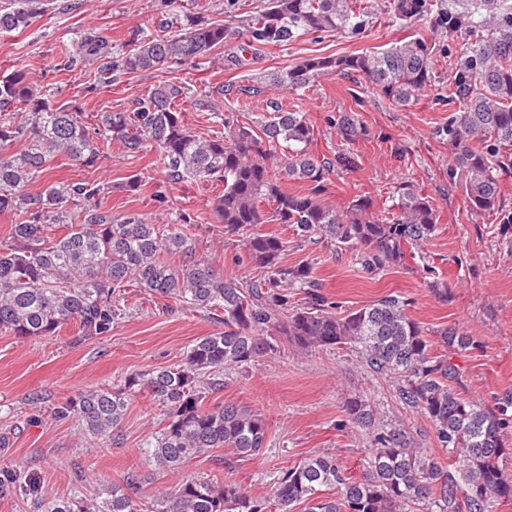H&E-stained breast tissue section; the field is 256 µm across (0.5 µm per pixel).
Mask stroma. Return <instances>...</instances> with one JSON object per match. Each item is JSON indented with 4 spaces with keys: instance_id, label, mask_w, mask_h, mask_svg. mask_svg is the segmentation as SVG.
Wrapping results in <instances>:
<instances>
[{
    "instance_id": "stroma-1",
    "label": "stroma",
    "mask_w": 512,
    "mask_h": 512,
    "mask_svg": "<svg viewBox=\"0 0 512 512\" xmlns=\"http://www.w3.org/2000/svg\"><path fill=\"white\" fill-rule=\"evenodd\" d=\"M44 2L43 15L23 33H0V73L26 69L50 100L79 107L88 125H95L102 112L132 111L150 87L173 82L189 90L185 117L198 135L223 134L228 112L243 123L256 121L270 100L280 98L294 101L307 114L317 129L313 154L330 158L348 148L330 132L327 119L357 109L370 134L351 148L357 166L333 178L326 202L340 207L366 195L380 215L390 208L395 188L408 182L435 205L437 229L417 257L371 278L350 254H338L324 243L300 242L285 225L265 224L266 232L288 243L283 264L311 262L325 293L344 314L391 292L407 297L411 317L427 333L457 327L476 339V347L465 351L434 344L436 353L458 365L464 396L491 406L512 393V170L499 177L495 209L472 214L461 184L448 179V148L434 135L448 114L436 106L433 92L409 106L395 107L361 78L332 76L293 95L269 84L271 74L302 58L382 50L422 35V27H402L381 6L357 35L310 34L268 47L240 67L226 66L220 59L197 69L161 66L106 85L96 83V65L65 67L87 30L103 36L114 52L126 53L139 35L159 33L171 20L187 25L220 23L230 15L243 19L259 10L263 0ZM50 175L57 181L85 179L108 186L101 204L113 215L138 213L154 224H185L198 256L225 278L246 281L261 275L260 268L241 261L240 242L225 234L212 210L222 184L168 183L154 147L131 155L115 141L98 168L60 157ZM133 175L141 183L130 192L126 184ZM436 282L447 284V298L435 295ZM120 298L127 314L108 336L84 335L75 324L36 341L0 332V437L8 439L0 446V470L8 467L21 477L37 479L45 494L68 497L78 468L95 483L142 467L140 444L160 421L149 398L139 396L132 400L115 441L83 442L71 423L52 418V404L95 386H112L133 372L177 364L189 343L220 328L211 304H169L134 284ZM354 395L367 399L381 420L404 424L422 447L435 448L426 419L406 409L395 383L370 373L355 350L304 348L288 341L279 353L260 358L249 369L225 370L223 391L211 397L215 403L232 402L261 412L268 423L263 450L230 470V479L253 495L267 496L281 468L321 452L336 455L352 474H359L367 432L336 428L346 416V399Z\"/></svg>"
}]
</instances>
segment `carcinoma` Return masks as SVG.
Listing matches in <instances>:
<instances>
[{
    "instance_id": "cac0c4a2",
    "label": "carcinoma",
    "mask_w": 512,
    "mask_h": 512,
    "mask_svg": "<svg viewBox=\"0 0 512 512\" xmlns=\"http://www.w3.org/2000/svg\"><path fill=\"white\" fill-rule=\"evenodd\" d=\"M389 13L405 26L427 24L429 38L397 42L382 51L315 56L270 79L294 94L329 76L368 79L396 107H407L433 85L437 56L456 55L448 94L450 106L436 137L448 145V175L462 176L470 211L489 212L499 199L498 172L512 168V0H389ZM41 0H16L0 9V33L22 32L41 14ZM372 15L369 0H266L237 22L193 23L166 35H146L129 52L114 57L93 33L81 39L66 66L99 60L97 81L118 72L159 66L198 67L212 53L236 44L243 50L285 46L308 34H359ZM186 87L154 85L135 108L102 112L89 128L78 108L57 105L17 69L0 76V214L22 221L0 238V329L23 339L53 336L76 323L86 336H107L120 319L121 289L134 282L150 294L176 301H219L224 330L194 339L181 363L124 377L117 388L81 391L51 407V416L76 426L82 439L114 438L133 398L145 394L160 411L159 428L141 444L143 461L177 475L150 501L141 494L142 474L102 481L93 490L75 476L66 499L35 495V512H497L512 503V479L503 462L512 457V394L489 407L456 390L460 371L433 353L428 333L411 318L407 298L390 293L344 315L309 263L281 264L284 239L259 226L291 225L303 241H326L355 252L368 275L401 263L406 250L421 247L436 231L435 205L413 185L398 186L386 218L373 216V201L358 195L337 208L323 199L330 178L355 167L350 152L333 158L310 153L314 126L292 106L273 105L269 115L244 126L224 117V135L201 137L183 112ZM348 145L366 139L368 128L354 112L328 120ZM119 141L129 153L145 144L158 148L167 179L220 182L213 210L224 232L240 238L246 261L266 275L243 283L227 280L197 256L195 243L178 224H150L137 213L114 216L88 201L105 186L87 181H49L33 193L60 155L87 168L104 157L101 143ZM21 148L8 151L16 144ZM286 144L288 156L276 154ZM306 184L290 192L281 180ZM84 203L79 223L68 206ZM181 260L172 264L170 257ZM304 294L291 302L292 291ZM437 336L454 350L475 346L459 328ZM284 341L302 347L349 346L371 372L397 382L400 403L422 415L448 462L423 448L401 424H384L361 396L346 401L350 426L370 431L369 448L355 477L328 452L310 455L280 471L271 495L256 497L224 478L223 469L260 454L266 418L232 402L207 404L224 390V370L248 368L279 352ZM218 449L217 469L182 473L191 460Z\"/></svg>"
}]
</instances>
